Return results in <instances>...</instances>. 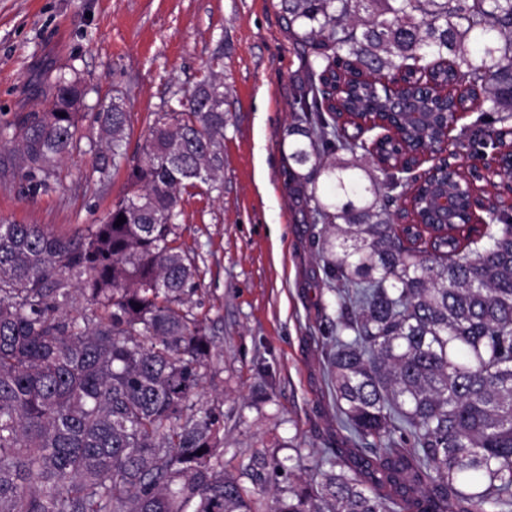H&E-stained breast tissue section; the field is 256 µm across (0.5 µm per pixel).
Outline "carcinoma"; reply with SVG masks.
<instances>
[{
	"mask_svg": "<svg viewBox=\"0 0 512 512\" xmlns=\"http://www.w3.org/2000/svg\"><path fill=\"white\" fill-rule=\"evenodd\" d=\"M308 56L288 159L307 174L310 218L336 298L328 372L336 408L366 454L319 478L292 458L224 470V415L199 404L211 358L185 308L199 286L193 250L169 221L181 192L215 188L224 162V85L214 73L193 102L156 113L127 191L103 220L70 236L0 224V512H512V216L463 223L469 196L440 176L456 223L425 236L399 226L405 174L384 167L340 112H379L385 79L427 103L426 84L470 90L480 112L450 156L512 134V0H281ZM349 82L339 104L336 68ZM88 89L57 78L49 105L0 113V174L35 191L80 149ZM474 107L434 103L432 112ZM109 155L126 158L130 113L119 95L93 114ZM404 137L431 145L434 129ZM323 179V194L316 181ZM126 222L117 226L119 215ZM203 454H198V451ZM288 487L258 498L272 475Z\"/></svg>",
	"mask_w": 512,
	"mask_h": 512,
	"instance_id": "carcinoma-1",
	"label": "carcinoma"
}]
</instances>
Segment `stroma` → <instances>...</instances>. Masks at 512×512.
<instances>
[{
	"label": "stroma",
	"instance_id": "obj_1",
	"mask_svg": "<svg viewBox=\"0 0 512 512\" xmlns=\"http://www.w3.org/2000/svg\"><path fill=\"white\" fill-rule=\"evenodd\" d=\"M212 70L226 94L222 180L183 191L176 219L200 268L189 308L212 341L202 400L224 415L225 468L273 450L309 478L354 444L329 383L336 301L313 244L321 227L288 177L308 69L279 0H0V112L36 111L58 76L79 77L88 107L123 96L131 158L156 113ZM77 135L82 148L50 189L26 195L0 181V222L68 235L105 217L126 172L100 181L88 148L99 127L83 118Z\"/></svg>",
	"mask_w": 512,
	"mask_h": 512
}]
</instances>
